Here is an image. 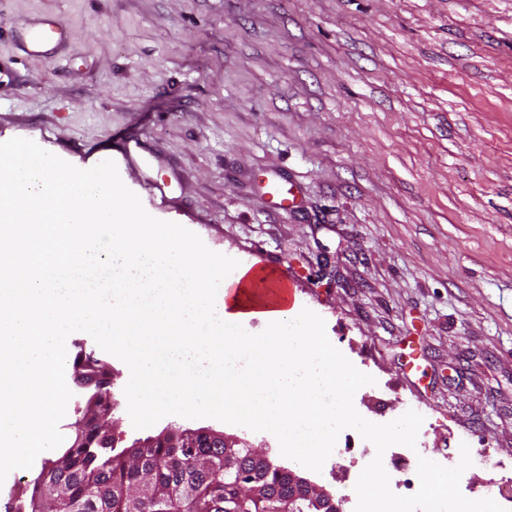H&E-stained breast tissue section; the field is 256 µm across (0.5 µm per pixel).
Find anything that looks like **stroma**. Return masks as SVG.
Wrapping results in <instances>:
<instances>
[{"label": "stroma", "mask_w": 512, "mask_h": 512, "mask_svg": "<svg viewBox=\"0 0 512 512\" xmlns=\"http://www.w3.org/2000/svg\"><path fill=\"white\" fill-rule=\"evenodd\" d=\"M47 14L75 36L27 55L12 31ZM0 136L76 162L138 141L125 187L164 183L154 219L198 262L287 268L297 309L375 379L358 413L424 418L415 448L384 453L394 493L464 444L463 495L512 481V0H0ZM272 179L290 201L265 195ZM99 353L127 439L211 428L297 469L266 431L134 428L129 369ZM375 453L343 430L308 477L354 512ZM51 456L12 470L0 504L28 499Z\"/></svg>", "instance_id": "stroma-1"}]
</instances>
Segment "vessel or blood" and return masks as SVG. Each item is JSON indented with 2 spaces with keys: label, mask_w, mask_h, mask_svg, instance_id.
I'll return each mask as SVG.
<instances>
[{
  "label": "vessel or blood",
  "mask_w": 512,
  "mask_h": 512,
  "mask_svg": "<svg viewBox=\"0 0 512 512\" xmlns=\"http://www.w3.org/2000/svg\"><path fill=\"white\" fill-rule=\"evenodd\" d=\"M25 53L36 57H53L58 47L73 35V30L64 22L44 18L23 22L17 29ZM46 154L44 145L36 140L17 142L0 137V180H20L26 191L36 192L49 183L84 182L99 187L98 197L83 201L78 221L83 229L76 237V250L88 256L97 246L99 230L94 215L104 205L112 202V188L117 185L118 165L111 156H99L93 164L76 165L60 159L51 167H44ZM287 270H267L251 280L248 286L228 284L227 299L238 297L242 289H249L258 299L259 310H290L294 305V293L287 284Z\"/></svg>",
  "instance_id": "vessel-or-blood-1"
}]
</instances>
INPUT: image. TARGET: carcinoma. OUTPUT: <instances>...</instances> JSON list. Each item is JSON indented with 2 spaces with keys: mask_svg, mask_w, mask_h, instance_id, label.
Returning a JSON list of instances; mask_svg holds the SVG:
<instances>
[{
  "mask_svg": "<svg viewBox=\"0 0 512 512\" xmlns=\"http://www.w3.org/2000/svg\"><path fill=\"white\" fill-rule=\"evenodd\" d=\"M74 367L109 376L91 356ZM103 434L86 422L34 479L18 512H324L320 498L288 481V468L246 448H216L205 437L187 448L153 436L105 448Z\"/></svg>",
  "mask_w": 512,
  "mask_h": 512,
  "instance_id": "carcinoma-1",
  "label": "carcinoma"
}]
</instances>
